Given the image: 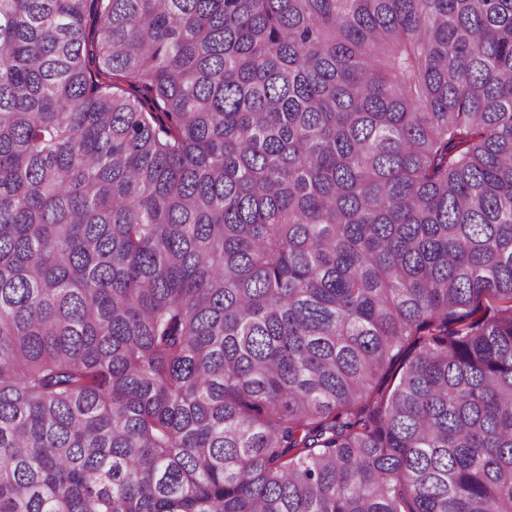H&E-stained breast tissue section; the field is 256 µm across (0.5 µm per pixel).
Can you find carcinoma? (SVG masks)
Listing matches in <instances>:
<instances>
[{"mask_svg":"<svg viewBox=\"0 0 512 512\" xmlns=\"http://www.w3.org/2000/svg\"><path fill=\"white\" fill-rule=\"evenodd\" d=\"M0 512H512V0H0Z\"/></svg>","mask_w":512,"mask_h":512,"instance_id":"obj_1","label":"carcinoma"}]
</instances>
